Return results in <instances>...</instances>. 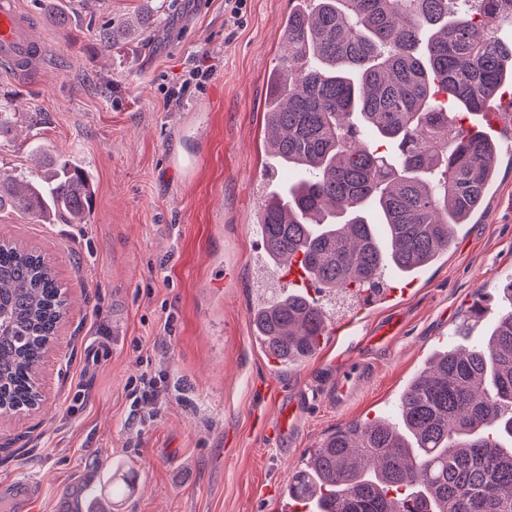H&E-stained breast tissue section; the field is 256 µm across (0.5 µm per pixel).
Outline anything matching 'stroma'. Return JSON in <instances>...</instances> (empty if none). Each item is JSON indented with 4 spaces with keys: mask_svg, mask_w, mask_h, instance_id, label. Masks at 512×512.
<instances>
[{
    "mask_svg": "<svg viewBox=\"0 0 512 512\" xmlns=\"http://www.w3.org/2000/svg\"><path fill=\"white\" fill-rule=\"evenodd\" d=\"M64 4L59 25L41 0H20L34 37L59 51L34 76L0 74V105L18 122L0 136V170L37 175L41 158L62 157L94 189L85 224L0 212V236L49 255L70 297L40 369L43 408L0 423V506L15 512L8 486L32 480L43 490L37 512H51L60 490L91 476L88 494L109 512H271L262 486L287 478L343 421L388 417L461 308L477 293L496 296L512 275V157L498 159L483 216L404 304L367 315V328L391 323L395 335L374 347L375 375L346 417L320 384L347 355L280 373L283 394L309 395L280 453L255 430V417L274 410L248 312L259 293L260 195L289 178L264 168L267 77L284 51L288 0H247L237 27L224 23V0H166L149 38L108 52L97 31L126 25L143 0ZM197 66L210 78L171 99ZM145 373L164 397L132 406L128 386Z\"/></svg>",
    "mask_w": 512,
    "mask_h": 512,
    "instance_id": "obj_1",
    "label": "stroma"
}]
</instances>
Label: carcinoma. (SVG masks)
<instances>
[{"label": "carcinoma", "mask_w": 512, "mask_h": 512, "mask_svg": "<svg viewBox=\"0 0 512 512\" xmlns=\"http://www.w3.org/2000/svg\"><path fill=\"white\" fill-rule=\"evenodd\" d=\"M287 56L269 75L264 115L273 168L298 178L268 192L259 224L266 264L302 256L315 287L249 310L281 367L318 349L338 294L414 279L448 253L498 180L497 138L462 131L512 86V0H290ZM395 148L391 157L385 145ZM86 175L59 161L43 177L0 173V211L84 224ZM470 350L437 348L406 385L397 420L331 432L288 492L316 512H512V280ZM68 306L41 258L0 248V382L9 406L38 401L35 370ZM484 297L455 329L483 326Z\"/></svg>", "instance_id": "1"}]
</instances>
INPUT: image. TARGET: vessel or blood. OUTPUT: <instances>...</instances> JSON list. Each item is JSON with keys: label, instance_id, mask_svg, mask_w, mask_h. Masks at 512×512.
Masks as SVG:
<instances>
[{"label": "vessel or blood", "instance_id": "obj_1", "mask_svg": "<svg viewBox=\"0 0 512 512\" xmlns=\"http://www.w3.org/2000/svg\"><path fill=\"white\" fill-rule=\"evenodd\" d=\"M31 19L23 13L18 0H0V69L14 75L33 71L46 54L43 44L30 36ZM279 287L312 290L313 284L293 258L281 263L277 277ZM399 295L398 289L380 288L362 293L361 309L382 310ZM327 333L342 338L343 346L352 354L348 366L326 390L327 402L339 413H346L351 403L363 391L375 372L371 349L380 343L379 334L358 328L355 317L348 316L336 324L328 325ZM305 405L303 398L276 397L274 416L269 419L263 433L268 437H286L296 426Z\"/></svg>", "mask_w": 512, "mask_h": 512}]
</instances>
